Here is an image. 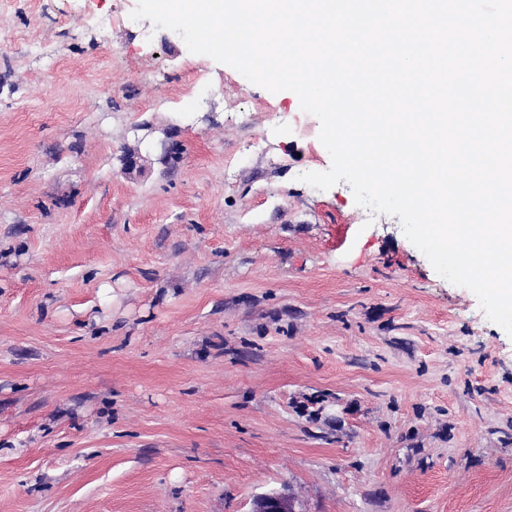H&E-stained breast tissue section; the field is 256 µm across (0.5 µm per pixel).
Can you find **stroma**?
Here are the masks:
<instances>
[{"label": "stroma", "mask_w": 512, "mask_h": 512, "mask_svg": "<svg viewBox=\"0 0 512 512\" xmlns=\"http://www.w3.org/2000/svg\"><path fill=\"white\" fill-rule=\"evenodd\" d=\"M136 3L0 0V512H512V337ZM251 512H297L292 498L284 493L270 492L257 497Z\"/></svg>", "instance_id": "35a3bbf8"}]
</instances>
